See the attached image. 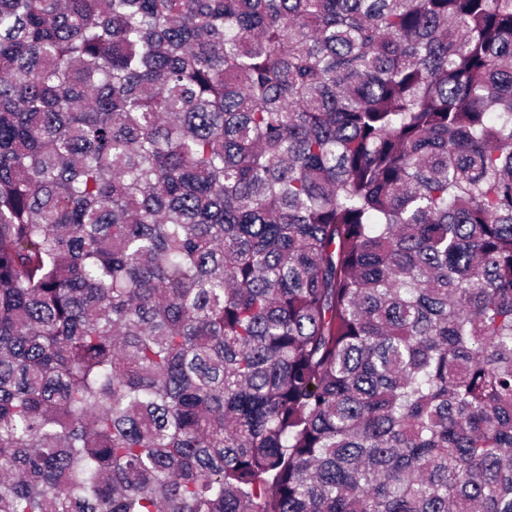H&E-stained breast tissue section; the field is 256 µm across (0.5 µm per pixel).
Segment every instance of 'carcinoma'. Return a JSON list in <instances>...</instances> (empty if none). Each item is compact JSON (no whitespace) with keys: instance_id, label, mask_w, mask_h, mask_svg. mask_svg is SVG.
Returning <instances> with one entry per match:
<instances>
[{"instance_id":"cac0c4a2","label":"carcinoma","mask_w":512,"mask_h":512,"mask_svg":"<svg viewBox=\"0 0 512 512\" xmlns=\"http://www.w3.org/2000/svg\"><path fill=\"white\" fill-rule=\"evenodd\" d=\"M0 512H512V0H0Z\"/></svg>"}]
</instances>
